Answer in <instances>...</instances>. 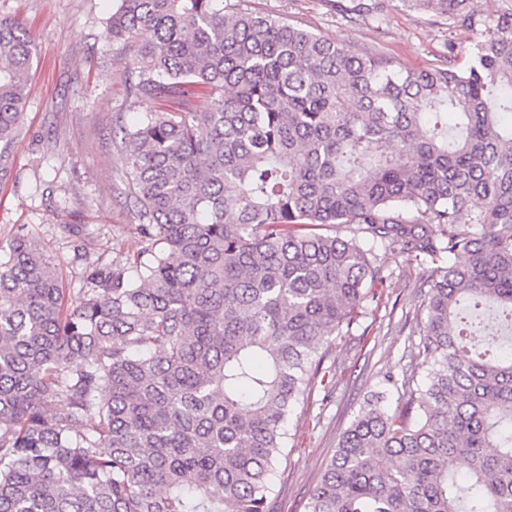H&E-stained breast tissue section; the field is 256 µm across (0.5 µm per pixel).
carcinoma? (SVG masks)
<instances>
[{
	"label": "carcinoma",
	"instance_id": "cac0c4a2",
	"mask_svg": "<svg viewBox=\"0 0 512 512\" xmlns=\"http://www.w3.org/2000/svg\"><path fill=\"white\" fill-rule=\"evenodd\" d=\"M402 2L484 27L468 65L396 69L224 0H118L134 94L207 97L122 132L152 244L97 263L79 304L33 238L0 258V512H269L292 408L392 244L432 264L414 365L341 435L308 512H512V20ZM34 55L0 17V143Z\"/></svg>",
	"mask_w": 512,
	"mask_h": 512
}]
</instances>
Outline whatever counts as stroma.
Here are the masks:
<instances>
[{
  "mask_svg": "<svg viewBox=\"0 0 512 512\" xmlns=\"http://www.w3.org/2000/svg\"><path fill=\"white\" fill-rule=\"evenodd\" d=\"M234 2L356 52L386 57L401 69L466 66L481 37L480 30L412 14L402 0H384L377 21L338 11V0ZM115 7V0H0V16L18 20L36 45L21 128L0 151V246L21 230L34 237L58 267L73 304L97 259L119 264L148 245L126 195L117 146L122 128L159 102L130 92L138 75L133 46L108 35ZM70 224L83 228L81 242L67 233ZM375 252L383 274L376 286L380 303L350 334L328 343L332 394L314 387L294 407L290 441L273 476V512H308L310 493L341 434L379 390L382 374L409 365L408 351L418 340L413 316L429 270L406 265L398 247Z\"/></svg>",
  "mask_w": 512,
  "mask_h": 512,
  "instance_id": "35a3bbf8",
  "label": "stroma"
}]
</instances>
